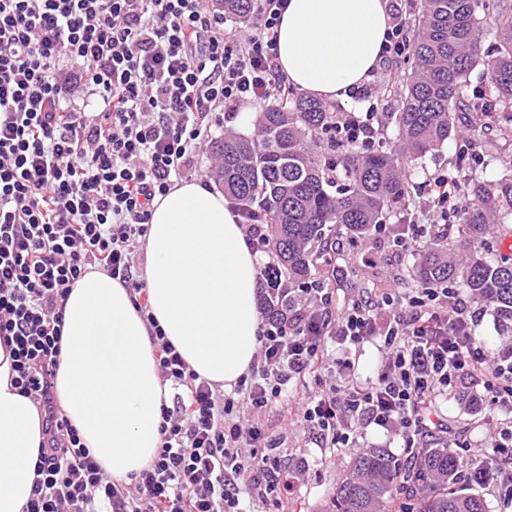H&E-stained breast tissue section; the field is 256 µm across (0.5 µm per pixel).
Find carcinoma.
Instances as JSON below:
<instances>
[{"instance_id":"carcinoma-1","label":"carcinoma","mask_w":512,"mask_h":512,"mask_svg":"<svg viewBox=\"0 0 512 512\" xmlns=\"http://www.w3.org/2000/svg\"><path fill=\"white\" fill-rule=\"evenodd\" d=\"M224 13L252 15L257 0H221ZM418 22L405 81L404 101L392 120L399 148L344 144L336 114L303 93L281 100L255 119L252 135L229 132L215 140L214 178L224 197L264 228V252L274 265L261 275L264 317L288 322L298 292L327 285L339 237L369 240L386 215L409 193L405 163L434 155L467 131L477 144L494 112L461 107L466 74L483 58L494 104L505 111L504 136H512V14L498 20L495 46L482 49L483 0H419ZM470 154L458 149L454 167L464 204L460 222L432 230L420 257L400 274L406 287H461L502 319L512 321V254L489 256L495 227L512 220V179L480 180L464 174ZM457 460L442 448H421L405 466L385 448L351 456L336 486L331 512H385L399 493L417 500L416 512H487L476 494L453 488Z\"/></svg>"}]
</instances>
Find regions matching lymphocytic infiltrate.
I'll use <instances>...</instances> for the list:
<instances>
[{
	"mask_svg": "<svg viewBox=\"0 0 512 512\" xmlns=\"http://www.w3.org/2000/svg\"><path fill=\"white\" fill-rule=\"evenodd\" d=\"M287 0H258L225 22L212 0H0V344L12 383L43 415L31 495L22 512H245L244 498L277 489L273 512H292L296 475L265 449L258 425L321 371L327 343L379 338L388 354L374 382L336 381L299 403L317 445L352 448L361 428L398 431L408 450L433 437L437 396L482 387L498 420L491 480L512 508V343L489 350L458 289H384L332 309L309 289L288 324L262 322L258 355L233 394L195 373L158 324L159 372L172 392L161 407V446L139 474L113 479L62 414L55 393L63 310L73 285L101 270L149 316L144 277L150 206L195 161L209 115L288 97L276 28ZM78 74L61 73L63 59ZM349 145L379 144L381 113L340 112Z\"/></svg>",
	"mask_w": 512,
	"mask_h": 512,
	"instance_id": "f902f5d3",
	"label": "lymphocytic infiltrate"
}]
</instances>
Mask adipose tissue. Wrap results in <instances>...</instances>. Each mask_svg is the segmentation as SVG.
Here are the masks:
<instances>
[{"mask_svg": "<svg viewBox=\"0 0 512 512\" xmlns=\"http://www.w3.org/2000/svg\"><path fill=\"white\" fill-rule=\"evenodd\" d=\"M388 31V0H288L277 63L301 92L345 101L377 66ZM150 213V312L191 369L232 388L258 347L257 256L222 192L203 182L174 185ZM12 376L0 346V512H21L42 438L37 409ZM56 394L108 475L125 479L152 462L168 392L144 319L107 273H87L65 304Z\"/></svg>", "mask_w": 512, "mask_h": 512, "instance_id": "1", "label": "adipose tissue"}]
</instances>
